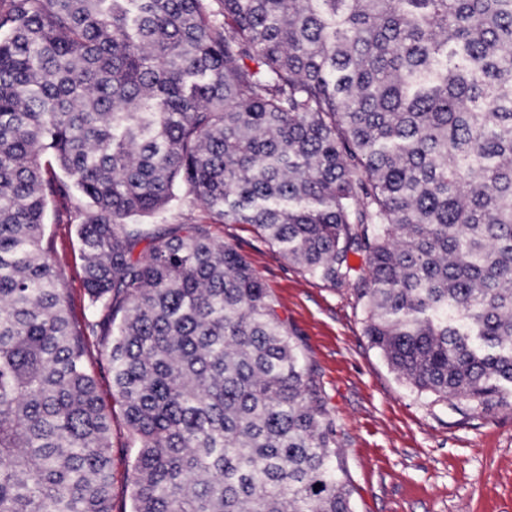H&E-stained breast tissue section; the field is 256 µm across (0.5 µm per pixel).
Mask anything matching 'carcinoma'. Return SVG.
Here are the masks:
<instances>
[{"label": "carcinoma", "instance_id": "carcinoma-1", "mask_svg": "<svg viewBox=\"0 0 512 512\" xmlns=\"http://www.w3.org/2000/svg\"><path fill=\"white\" fill-rule=\"evenodd\" d=\"M178 189L353 286L417 390L512 407V0H0V512H112L92 336L131 512H352L246 259L128 222ZM52 197L76 198L81 322ZM103 344L100 338L90 340L86 367L93 372L100 384V392L108 409L112 411V504L114 512H129L133 486L127 448L128 428L122 409L110 395L112 379L106 362L101 356Z\"/></svg>", "mask_w": 512, "mask_h": 512}]
</instances>
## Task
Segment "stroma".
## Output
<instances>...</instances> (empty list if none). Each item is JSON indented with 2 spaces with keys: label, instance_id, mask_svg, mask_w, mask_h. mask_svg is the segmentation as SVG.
I'll return each mask as SVG.
<instances>
[{
  "label": "stroma",
  "instance_id": "1",
  "mask_svg": "<svg viewBox=\"0 0 512 512\" xmlns=\"http://www.w3.org/2000/svg\"><path fill=\"white\" fill-rule=\"evenodd\" d=\"M145 222L210 225L247 258L326 396L353 512H512V407L475 408L418 392L371 346L352 288L305 274L252 225L221 223L180 195ZM77 228L70 202L51 201L45 237L78 319L86 297ZM102 349L100 339H91L86 366L112 412L113 512H129L128 428L110 395Z\"/></svg>",
  "mask_w": 512,
  "mask_h": 512
}]
</instances>
